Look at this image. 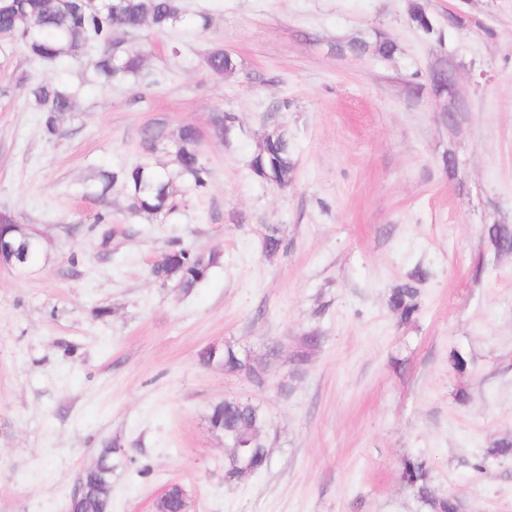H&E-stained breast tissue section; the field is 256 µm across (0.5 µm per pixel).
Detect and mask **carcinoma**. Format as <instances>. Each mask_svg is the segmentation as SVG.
Returning a JSON list of instances; mask_svg holds the SVG:
<instances>
[{
	"mask_svg": "<svg viewBox=\"0 0 512 512\" xmlns=\"http://www.w3.org/2000/svg\"><path fill=\"white\" fill-rule=\"evenodd\" d=\"M409 23L429 30L436 29L434 17L418 2L409 0ZM183 12L174 0H107L91 5L90 0H0V37L21 46L35 59L55 62L63 58H80L87 48L96 44L98 55L91 61L96 78L103 84L122 83L139 78L143 53L122 47V37L133 35L145 27L165 30L182 21ZM209 70L222 76L236 73L235 59L222 49L209 53ZM79 89L69 83L54 80L39 82L30 88L47 136L58 134L61 117L74 110ZM145 147L154 151L162 145L169 155L168 166H158L142 159L112 172L100 173V192L106 193L117 182L128 195V210L132 215L158 218L173 208L176 183L187 177L193 189L207 186L208 171L200 158V134L192 125L182 126L176 135H168L165 127L155 125L142 133ZM292 140L288 130L275 129L266 134L254 154L250 167L260 180L277 186L288 184L294 168ZM496 253L512 251V225L493 224L487 229ZM18 267L28 266L40 253L41 243L26 234L16 240ZM282 246L279 229L270 227L263 238V248L269 255ZM219 253L207 255L189 247L176 246L169 250V263L151 267V276L166 284L174 280L185 290L204 280L210 268L218 262ZM424 274L415 271L391 289L390 311L401 322L411 320L421 308L419 284ZM321 337L312 331L303 338V348L293 355V362L307 361L308 351L317 347ZM270 352L240 351L230 345L217 350L207 348L200 353L205 365H219L229 373L255 377L267 366ZM263 407L249 400L224 399L209 410L210 427L224 436L227 456L224 480L237 483L262 471L269 461V449L263 436L266 425ZM113 448H103L94 467L86 470L79 485L83 490L73 495L70 512H111ZM512 458V438L496 440L471 463L475 471L484 469L490 459ZM400 479L409 488L426 512H461L462 503L451 492L440 493L433 482L432 467L421 457H409L400 464Z\"/></svg>",
	"mask_w": 512,
	"mask_h": 512,
	"instance_id": "1",
	"label": "carcinoma"
}]
</instances>
